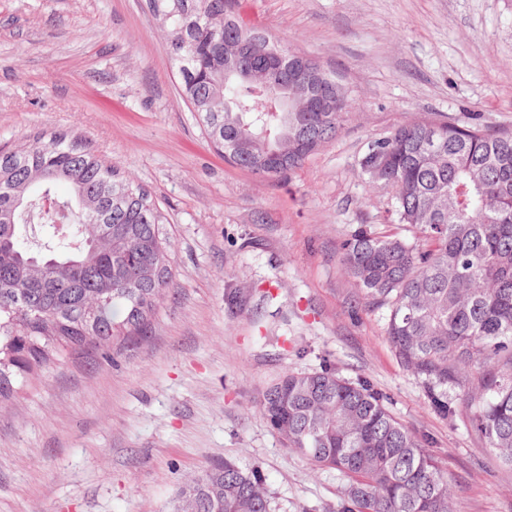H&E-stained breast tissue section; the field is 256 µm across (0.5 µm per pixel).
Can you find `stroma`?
Masks as SVG:
<instances>
[{
    "label": "stroma",
    "mask_w": 512,
    "mask_h": 512,
    "mask_svg": "<svg viewBox=\"0 0 512 512\" xmlns=\"http://www.w3.org/2000/svg\"><path fill=\"white\" fill-rule=\"evenodd\" d=\"M236 7L362 103L278 180L209 147L148 0H0V148L39 130L81 139L158 203L174 271L148 336L116 361L88 348L16 371L0 401V512H172L177 487L224 458L263 467L274 512H336L344 476L287 450L254 408L279 376L325 361L429 438L452 512H512V468L468 417L427 408L385 310L358 301L340 260L359 228L403 231L390 192L358 175L368 142L444 117L512 127V0Z\"/></svg>",
    "instance_id": "obj_1"
}]
</instances>
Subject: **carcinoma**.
I'll use <instances>...</instances> for the list:
<instances>
[{"mask_svg":"<svg viewBox=\"0 0 512 512\" xmlns=\"http://www.w3.org/2000/svg\"><path fill=\"white\" fill-rule=\"evenodd\" d=\"M168 26L181 93L207 141L228 162L268 179L301 168L359 108L319 61L337 104L314 91L282 48L233 0H150ZM274 54L283 83H299L296 112L276 94L231 77V62L263 72ZM358 174L391 193V217L412 238L362 229L341 261L370 307L388 310L387 341L439 417L467 415L512 468V128L438 119L367 143ZM65 183L70 196L56 188ZM21 224L49 228L28 239ZM173 279L165 216L139 185L64 133L42 132L0 151V399L13 369L59 353L129 345L148 335ZM286 447L347 482L337 512H451L448 477L365 377L325 362L289 372L255 401ZM177 512H273L258 465L213 462L178 492Z\"/></svg>","mask_w":512,"mask_h":512,"instance_id":"carcinoma-1","label":"carcinoma"}]
</instances>
